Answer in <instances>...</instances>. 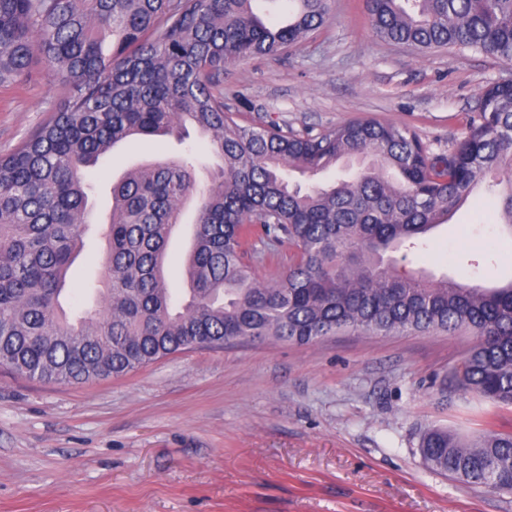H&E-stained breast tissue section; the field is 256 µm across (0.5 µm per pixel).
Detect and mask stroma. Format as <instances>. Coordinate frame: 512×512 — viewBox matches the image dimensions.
I'll return each mask as SVG.
<instances>
[{
	"instance_id": "obj_1",
	"label": "stroma",
	"mask_w": 512,
	"mask_h": 512,
	"mask_svg": "<svg viewBox=\"0 0 512 512\" xmlns=\"http://www.w3.org/2000/svg\"><path fill=\"white\" fill-rule=\"evenodd\" d=\"M505 79L512 61L377 37L364 0H330L308 39L223 74L241 126L317 133L376 120L410 127L436 155ZM61 83L37 61L26 83L0 86V154L61 108ZM186 153L214 163L197 137H142L90 172L95 215L61 299L69 316L93 305L113 180ZM406 264L468 285L511 281L512 234L494 197L462 206ZM473 344L461 331L240 340L94 384L0 370V512H512V493L433 472L418 450L432 427L483 435L486 406L453 375Z\"/></svg>"
}]
</instances>
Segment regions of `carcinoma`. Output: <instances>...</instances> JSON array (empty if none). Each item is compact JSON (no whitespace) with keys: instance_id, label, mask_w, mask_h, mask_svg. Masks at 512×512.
<instances>
[{"instance_id":"carcinoma-1","label":"carcinoma","mask_w":512,"mask_h":512,"mask_svg":"<svg viewBox=\"0 0 512 512\" xmlns=\"http://www.w3.org/2000/svg\"><path fill=\"white\" fill-rule=\"evenodd\" d=\"M254 0H0V85L33 58L63 76V107L0 155V367L30 379L93 383L188 349L238 338L316 344L366 335L460 329L476 343L456 381L495 409L512 406V281L494 288L399 266L395 253L483 189L512 233V80L481 95L477 119L446 155L406 125L356 121L312 134L238 125L224 104V65L274 55L322 26L328 0L288 6L268 25ZM381 38L424 52L452 46L512 61V0H366ZM192 125L219 160L205 184L191 156L142 164L112 182L107 275L94 306L68 320L60 297L85 247L93 186L85 173L131 137ZM355 176L304 191L285 168ZM197 199L175 306L165 258L184 203ZM284 239L288 270L258 278L246 245ZM428 467L512 492V432L463 441L426 431Z\"/></svg>"}]
</instances>
